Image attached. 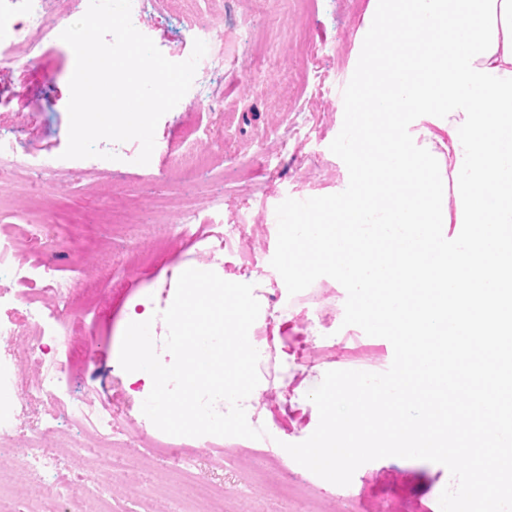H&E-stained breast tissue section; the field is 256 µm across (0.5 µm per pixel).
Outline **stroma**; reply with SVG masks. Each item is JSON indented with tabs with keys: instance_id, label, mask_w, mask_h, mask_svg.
<instances>
[{
	"instance_id": "obj_1",
	"label": "stroma",
	"mask_w": 512,
	"mask_h": 512,
	"mask_svg": "<svg viewBox=\"0 0 512 512\" xmlns=\"http://www.w3.org/2000/svg\"><path fill=\"white\" fill-rule=\"evenodd\" d=\"M377 0H305L301 14L286 15L279 0H195L188 10L175 0H149L138 29L174 62L188 59L195 33L224 34L237 28L249 51L245 68L225 66L190 88L159 121L148 164H137L141 145L100 142L106 158L66 159L75 67L63 41H43L25 64H0V135L18 139L21 156L0 163V241L14 250L17 280L0 285V367L10 385L0 388V406L13 410L19 434L42 430L57 459L52 481L69 485L82 512H205L191 502L176 457L195 461V476L218 494L222 512H440L439 496L451 482L448 470L424 460L386 457L362 465L349 485L326 481L299 465L285 444L308 438L319 423L307 398L330 370L385 372L394 350L385 338L344 325L346 291L323 276L316 286L333 319L309 340L311 314L304 306L288 317L270 315L273 336L288 339L302 363H288L276 379V394L259 383L250 395L247 420L267 431L266 454L249 448L204 449V437L172 436L154 425L138 427L140 391L146 378L125 372L119 353L132 313L152 306L158 333L176 291L170 269L212 270L244 281L236 254H202L203 236L242 235L261 269L253 294L261 306L287 288L270 261L277 244L273 215L285 199L305 200L345 190L349 175L329 146L344 117L341 87L357 65ZM194 149L202 167H170L169 156ZM251 199L243 210V199ZM121 210L125 221L113 223ZM54 224L61 239L54 251L63 293L38 277L42 244L29 225ZM80 239L73 253L66 240ZM28 292L27 299L16 296ZM70 306L72 337L84 349L70 382L85 400L87 416L118 411L123 446L112 465V494L103 499L86 486L102 464L101 450L81 425L59 419L47 425L33 393L44 367L27 352L33 312L52 324ZM288 481L282 495L274 484Z\"/></svg>"
}]
</instances>
